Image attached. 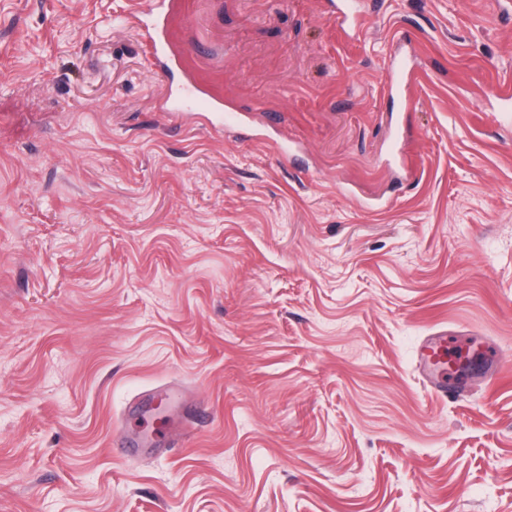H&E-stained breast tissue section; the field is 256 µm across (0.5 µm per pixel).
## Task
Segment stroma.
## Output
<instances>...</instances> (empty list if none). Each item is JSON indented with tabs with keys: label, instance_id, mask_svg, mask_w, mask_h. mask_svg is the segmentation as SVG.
Listing matches in <instances>:
<instances>
[{
	"label": "stroma",
	"instance_id": "stroma-1",
	"mask_svg": "<svg viewBox=\"0 0 512 512\" xmlns=\"http://www.w3.org/2000/svg\"><path fill=\"white\" fill-rule=\"evenodd\" d=\"M325 2L0 0V512H512V0ZM170 4L171 2L166 0H154L150 2L149 13L155 16V22L151 28H146L143 32V37L152 54L157 56L161 53L168 54L176 61L177 57L166 48L164 36ZM360 1L357 0H341L336 4L331 3L333 7L332 13L336 12V22L343 28L352 32H356L365 21V16L360 9ZM336 9V11H335ZM202 93V90L193 81H188L181 87L178 94L168 93L162 107L166 112L183 113L186 104H191L193 109L197 111ZM447 349H450L447 337L441 336L436 339H428L420 349L421 364L424 363L426 366L437 370V368L447 363V361L444 360Z\"/></svg>",
	"mask_w": 512,
	"mask_h": 512
}]
</instances>
